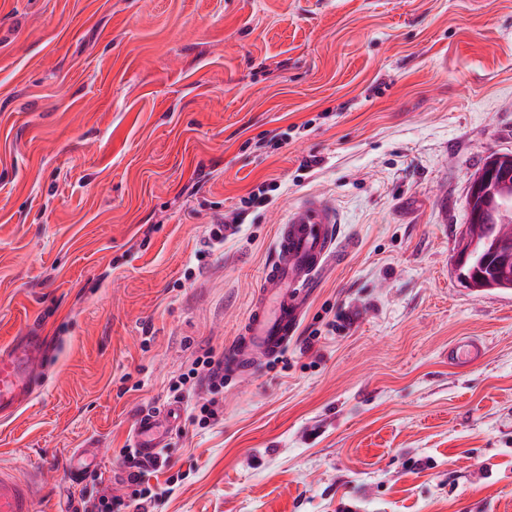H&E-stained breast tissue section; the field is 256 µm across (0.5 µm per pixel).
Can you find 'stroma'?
<instances>
[{
	"mask_svg": "<svg viewBox=\"0 0 512 512\" xmlns=\"http://www.w3.org/2000/svg\"><path fill=\"white\" fill-rule=\"evenodd\" d=\"M508 151L512 0H0V346L47 352L0 466L42 472L36 512L128 498L134 419L176 402L150 512H512V292L455 267ZM309 196L354 247L198 427L206 391L169 385L236 339ZM465 337L483 360L449 364ZM499 155H492L487 161L484 171L477 174V176L472 180L468 193H467V201L470 205V209L472 208L474 202L479 196H482L487 191V177L490 172H493L500 160ZM469 240V224H466L463 243L456 256V267L460 274L462 275V278L464 279L465 283L470 285L471 289H488L489 284H486L482 287L475 286V282L478 281L479 276L477 270L474 268H470L469 266L470 258L474 250V246L470 244ZM218 402L215 398L197 402L191 408L190 419L193 424L206 428L218 421Z\"/></svg>",
	"mask_w": 512,
	"mask_h": 512,
	"instance_id": "stroma-1",
	"label": "stroma"
}]
</instances>
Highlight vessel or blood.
Returning <instances> with one entry per match:
<instances>
[{
    "label": "vessel or blood",
    "instance_id": "obj_1",
    "mask_svg": "<svg viewBox=\"0 0 512 512\" xmlns=\"http://www.w3.org/2000/svg\"><path fill=\"white\" fill-rule=\"evenodd\" d=\"M334 208L310 197L292 209L278 228L250 313L236 340L224 350V378L238 380L253 368L280 355L295 335L305 304L332 258L350 250L340 240ZM480 340L464 339L448 351L453 364L481 360ZM46 352L41 337L26 336L0 349V414L14 411L28 399ZM179 406L141 416L133 432L132 446L143 456L156 455L166 444L168 430L177 420ZM0 512H35L32 480L0 467Z\"/></svg>",
    "mask_w": 512,
    "mask_h": 512
}]
</instances>
